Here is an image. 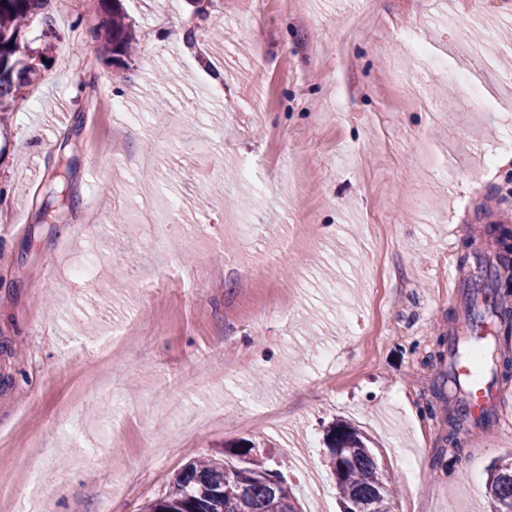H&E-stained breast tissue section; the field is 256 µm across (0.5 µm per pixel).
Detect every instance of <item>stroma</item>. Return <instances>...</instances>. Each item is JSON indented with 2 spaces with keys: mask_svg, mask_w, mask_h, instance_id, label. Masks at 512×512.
Listing matches in <instances>:
<instances>
[{
  "mask_svg": "<svg viewBox=\"0 0 512 512\" xmlns=\"http://www.w3.org/2000/svg\"><path fill=\"white\" fill-rule=\"evenodd\" d=\"M123 7L141 48L112 64L88 34L100 15L52 0L59 48L9 116L8 508L142 512L190 457L251 440L302 512H339L323 435L344 420L378 449L395 512H480L512 429L449 443L437 340L466 332L449 272L493 266L486 228H512V0ZM60 161L71 208L48 202Z\"/></svg>",
  "mask_w": 512,
  "mask_h": 512,
  "instance_id": "stroma-1",
  "label": "stroma"
}]
</instances>
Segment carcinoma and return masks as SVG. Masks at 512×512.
<instances>
[{
  "label": "carcinoma",
  "mask_w": 512,
  "mask_h": 512,
  "mask_svg": "<svg viewBox=\"0 0 512 512\" xmlns=\"http://www.w3.org/2000/svg\"><path fill=\"white\" fill-rule=\"evenodd\" d=\"M48 0H0V113L13 111L18 99L40 80L29 61L40 57L47 67L49 53L57 48L46 43L41 49L30 45H10L14 35L26 31L38 21L44 33L52 32L53 20L44 11ZM102 15L99 26L90 36L101 47L102 56L121 62L136 51V36L125 22L122 0H93ZM512 232L500 231L503 243L498 253L499 266L479 269L470 281L466 316L470 325L487 328L506 323L512 318L509 298L512 292L501 290L500 268H512ZM448 354L486 358L491 378L506 380L512 376V355L497 348L495 336H467L448 340ZM470 416L463 401L448 413V441L457 440L461 427ZM328 467L336 481L341 508L365 505L369 512H395L397 490L392 487L386 468L370 447V440L347 421H336L326 430ZM226 459L194 458L171 481L168 491L150 501L145 512H297L285 504L272 483L283 475L270 468L268 458L257 453L252 443H242L224 450ZM243 467L251 480L240 486L228 478V472ZM487 512H512V461L496 467L486 485Z\"/></svg>",
  "instance_id": "1"
}]
</instances>
